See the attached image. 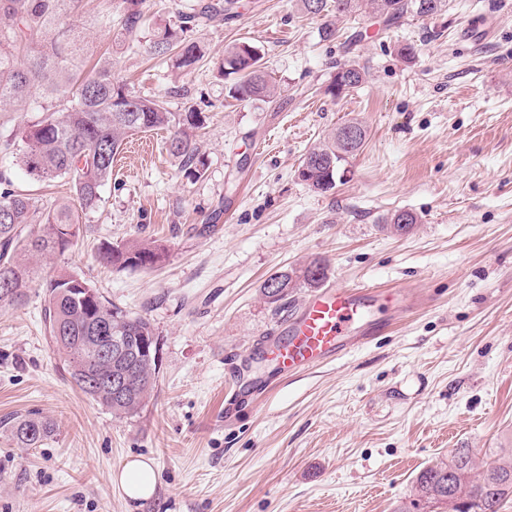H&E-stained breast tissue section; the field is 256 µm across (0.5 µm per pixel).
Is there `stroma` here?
Masks as SVG:
<instances>
[{"mask_svg":"<svg viewBox=\"0 0 512 512\" xmlns=\"http://www.w3.org/2000/svg\"><path fill=\"white\" fill-rule=\"evenodd\" d=\"M187 2L145 0L146 22L120 41L117 2L108 32L92 22L101 0L63 17L130 91L202 112L205 172L169 155L165 130L129 138L75 245L38 263L24 305L0 309V419L53 425L36 449L0 429V512H395L417 473L454 449L512 448V0H449L392 25L361 10L329 41L297 0H238L191 30L204 57L182 70L144 46ZM245 40L261 46L277 104L228 97L217 64ZM344 62L367 80L335 97L326 88ZM350 121L366 141L334 194H316L295 171ZM16 157L0 150L14 189L44 209L73 199L68 179L34 182ZM400 209L418 224L384 229ZM129 240L163 244L166 257L100 260L101 244ZM315 259L328 283L408 288L426 303L225 420L231 367L268 374L252 346L309 294L290 289L278 311L261 285ZM61 268L153 326L159 374L137 415L114 417L71 382L44 322L45 282ZM138 456L158 480L134 505L113 477Z\"/></svg>","mask_w":512,"mask_h":512,"instance_id":"stroma-1","label":"stroma"}]
</instances>
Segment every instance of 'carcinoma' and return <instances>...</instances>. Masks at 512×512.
Segmentation results:
<instances>
[{
    "instance_id": "1",
    "label": "carcinoma",
    "mask_w": 512,
    "mask_h": 512,
    "mask_svg": "<svg viewBox=\"0 0 512 512\" xmlns=\"http://www.w3.org/2000/svg\"><path fill=\"white\" fill-rule=\"evenodd\" d=\"M82 0H0V112H42L32 125L19 126L0 135V147L7 151L17 143L23 147L19 164L38 182L59 178L71 180L81 209H95L102 188L112 177V162L129 136L146 129H167L168 153L185 166L196 163L198 149L192 130L201 124V113L188 109L169 112L159 102L133 94L112 77V62L99 60L92 71L80 76L86 49L84 37L61 22L65 7L79 6ZM123 28L135 34L142 20L138 6L144 0H125ZM234 0H210L191 5L185 22L208 18L232 10ZM338 16L365 8L393 24L408 13L421 17L438 14L447 0H333ZM188 27L163 25L155 29L145 47L153 58H172L179 69L194 67L203 57L199 44L186 36ZM261 49L239 42L224 50L219 72L232 78L230 97L247 103H277L280 93L262 63ZM366 72L355 63L336 66V74L326 92L339 96L365 82ZM353 128L351 142L340 137ZM365 126L350 121L336 128L327 141L310 149L298 167V179L319 194L335 191L349 158L362 148ZM0 308L25 302L26 288L36 270L31 261L45 254H62L81 233L70 201L49 210L38 207L31 195L12 188V181L0 174ZM381 223L396 232H408L418 217L409 210H397ZM165 248L137 240L108 243L100 248L102 260L121 267H150L161 261ZM327 278L320 260L295 270L270 275L262 284L268 303L281 306L288 289L303 285L317 289ZM48 304L45 320L52 341L63 353L81 347L88 356L104 336L123 338L126 351L98 363L91 373L70 370L81 391L112 411V415L133 416L151 398L156 386L157 364L138 356L140 343L158 344L150 322L107 300L80 275L60 271L46 282ZM117 372L128 383V393L114 397L101 384ZM20 448H39L53 428L35 414L16 417L4 424ZM415 498L395 512H500L512 500V452L496 455L482 464L468 448H458L446 461L424 467L414 480Z\"/></svg>"
}]
</instances>
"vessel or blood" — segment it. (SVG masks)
<instances>
[{
	"mask_svg": "<svg viewBox=\"0 0 512 512\" xmlns=\"http://www.w3.org/2000/svg\"><path fill=\"white\" fill-rule=\"evenodd\" d=\"M381 305L403 316L414 299L403 288L381 291L370 286L329 285L317 289L265 341L261 353L283 376L336 361L383 331V323L372 315L373 308ZM270 387V382L257 381L249 394L233 392L224 403L225 416L234 415L244 399L258 400Z\"/></svg>",
	"mask_w": 512,
	"mask_h": 512,
	"instance_id": "obj_1",
	"label": "vessel or blood"
}]
</instances>
